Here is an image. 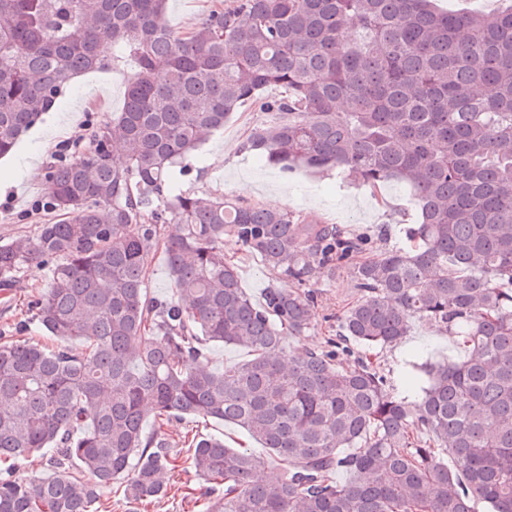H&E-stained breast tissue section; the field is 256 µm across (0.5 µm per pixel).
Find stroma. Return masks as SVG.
Here are the masks:
<instances>
[{
    "mask_svg": "<svg viewBox=\"0 0 512 512\" xmlns=\"http://www.w3.org/2000/svg\"><path fill=\"white\" fill-rule=\"evenodd\" d=\"M133 70V61L125 58L113 63L111 70L76 78L16 149L0 159V244L34 235L38 225L50 220V212L40 208L39 202L44 198L47 167L56 145L67 140L78 125L103 121L121 111ZM269 121V115L258 108H240L223 130L209 136L195 152L190 177L173 175L174 184L199 196L224 195L257 206L265 205L269 190L279 189L288 196L289 213L311 222L338 225L348 236L371 235L374 253L403 244L404 228L417 219L416 201L405 183L391 180L374 190L335 170L299 169L283 174L260 152L246 147L251 131ZM224 256L237 264L240 286L254 303H263L267 288L282 287V280L235 239H225ZM49 278L46 266L17 274L8 297L0 296L1 335L53 345V337L31 322L28 312L29 302L45 292ZM309 287L318 295L315 318L305 335L285 338L286 350L293 353L323 346L327 338L335 336L342 311L356 298L351 276L345 271L333 277L315 276ZM420 347L447 354L448 335L434 324L414 320L401 343L370 350V357L396 393L404 391L402 365ZM193 434L220 438L228 447L248 449L264 462L269 459L266 449L230 423L210 419L199 425L187 417L171 420L165 430L167 442L177 453L184 450L185 436ZM212 500L209 483L197 476L185 459L168 475L167 492L161 499L147 505L128 504L123 485L117 483L104 492L97 512H207Z\"/></svg>",
    "mask_w": 512,
    "mask_h": 512,
    "instance_id": "35a3bbf8",
    "label": "stroma"
}]
</instances>
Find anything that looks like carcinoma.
<instances>
[{
  "label": "carcinoma",
  "mask_w": 512,
  "mask_h": 512,
  "mask_svg": "<svg viewBox=\"0 0 512 512\" xmlns=\"http://www.w3.org/2000/svg\"><path fill=\"white\" fill-rule=\"evenodd\" d=\"M167 0H0V157L78 75L134 59L125 106L49 167L35 237L0 244V291L51 267L34 319L79 351L0 337V512H93L124 480L131 504L166 492L173 418L233 423L272 456L184 439L219 491L208 512H512V0L487 13L434 0H224L176 32ZM112 45L103 57L102 44ZM276 85L284 95L269 98ZM250 103L271 114L247 147L284 173L341 170L413 190L407 243L173 189L171 173ZM122 131L112 137V128ZM231 237L292 284L257 305L224 258ZM163 249L173 294H146ZM347 270L357 299L320 349L317 274ZM461 338L465 356L415 354L417 406L357 347L410 322ZM250 351L214 370L208 346ZM351 362L345 366L338 358ZM152 432L144 431L147 412ZM53 472L12 474L32 452ZM345 472L340 482L335 474Z\"/></svg>",
  "instance_id": "obj_1"
}]
</instances>
